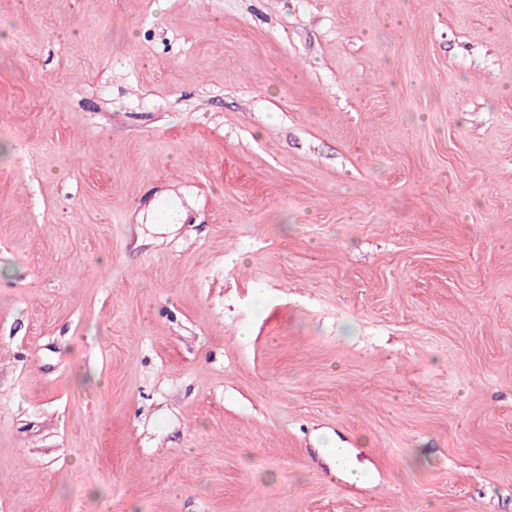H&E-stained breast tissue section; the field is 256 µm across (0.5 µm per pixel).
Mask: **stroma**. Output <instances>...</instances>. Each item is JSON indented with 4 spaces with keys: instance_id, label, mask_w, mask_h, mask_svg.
<instances>
[{
    "instance_id": "35a3bbf8",
    "label": "stroma",
    "mask_w": 512,
    "mask_h": 512,
    "mask_svg": "<svg viewBox=\"0 0 512 512\" xmlns=\"http://www.w3.org/2000/svg\"><path fill=\"white\" fill-rule=\"evenodd\" d=\"M0 512H512V0H0Z\"/></svg>"
}]
</instances>
